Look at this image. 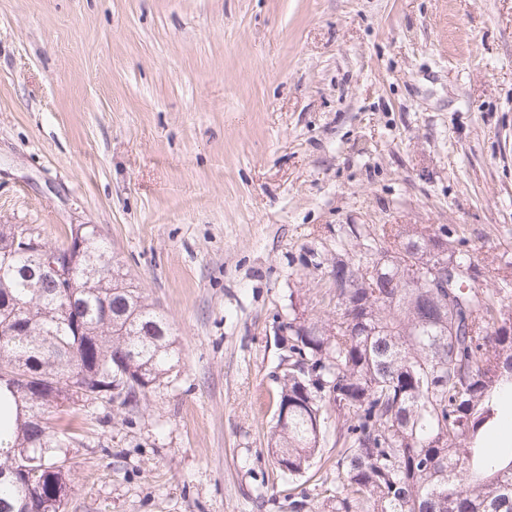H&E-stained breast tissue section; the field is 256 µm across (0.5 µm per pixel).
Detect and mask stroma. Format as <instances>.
Listing matches in <instances>:
<instances>
[{
  "label": "stroma",
  "instance_id": "1",
  "mask_svg": "<svg viewBox=\"0 0 512 512\" xmlns=\"http://www.w3.org/2000/svg\"><path fill=\"white\" fill-rule=\"evenodd\" d=\"M0 224H93L179 363L59 408L65 512H288L274 338L363 224L512 261V0H0Z\"/></svg>",
  "mask_w": 512,
  "mask_h": 512
}]
</instances>
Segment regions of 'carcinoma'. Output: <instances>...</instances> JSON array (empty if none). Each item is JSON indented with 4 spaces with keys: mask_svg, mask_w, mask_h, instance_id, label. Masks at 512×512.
<instances>
[{
    "mask_svg": "<svg viewBox=\"0 0 512 512\" xmlns=\"http://www.w3.org/2000/svg\"><path fill=\"white\" fill-rule=\"evenodd\" d=\"M28 230L0 225V375L15 376L14 441L0 450V512H64L69 474L49 409L104 399L121 405L161 385L179 361L166 317L131 285L94 224L81 230L82 260L69 273L73 304L61 310L60 282L41 259L12 256ZM364 254L336 255L318 299L336 314L311 319L294 309L283 326L288 373L268 453L277 476L295 483L336 448V478L317 495L288 494L289 512H512V448L485 444L512 418V290L459 280L451 288H409L436 263L433 237L417 224H382ZM448 262L474 256L448 240Z\"/></svg>",
    "mask_w": 512,
    "mask_h": 512,
    "instance_id": "1",
    "label": "carcinoma"
}]
</instances>
